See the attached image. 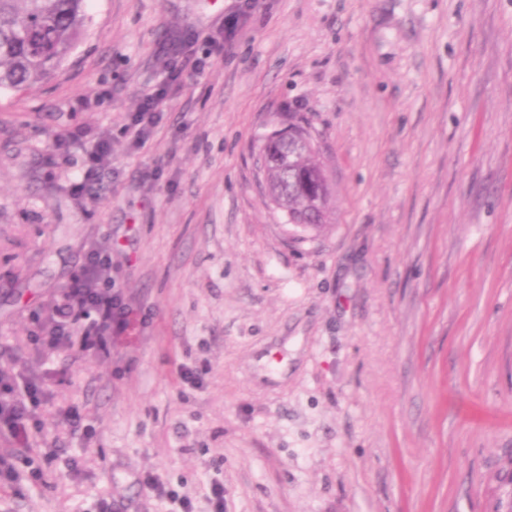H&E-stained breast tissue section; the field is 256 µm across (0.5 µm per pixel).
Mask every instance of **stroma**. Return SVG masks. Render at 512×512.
<instances>
[{
	"label": "stroma",
	"instance_id": "obj_1",
	"mask_svg": "<svg viewBox=\"0 0 512 512\" xmlns=\"http://www.w3.org/2000/svg\"><path fill=\"white\" fill-rule=\"evenodd\" d=\"M84 9L55 76L0 91V368L37 363L49 393L26 443L0 432L20 482L0 512H174L149 477L195 512L216 483L224 512H494L512 494V0ZM292 117L332 187L304 240L256 166ZM92 251L126 313L110 355L41 349L33 313ZM162 99L161 93L147 95L139 111L131 116L127 131L131 133L134 143L142 142L147 130L156 124L159 118L158 106Z\"/></svg>",
	"mask_w": 512,
	"mask_h": 512
}]
</instances>
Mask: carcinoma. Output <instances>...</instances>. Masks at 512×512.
Wrapping results in <instances>:
<instances>
[{"label":"carcinoma","mask_w":512,"mask_h":512,"mask_svg":"<svg viewBox=\"0 0 512 512\" xmlns=\"http://www.w3.org/2000/svg\"><path fill=\"white\" fill-rule=\"evenodd\" d=\"M84 0H0V91L28 90L49 79L76 47L85 26ZM307 128L290 122L262 146L272 196L286 216L322 229L331 188Z\"/></svg>","instance_id":"obj_1"}]
</instances>
